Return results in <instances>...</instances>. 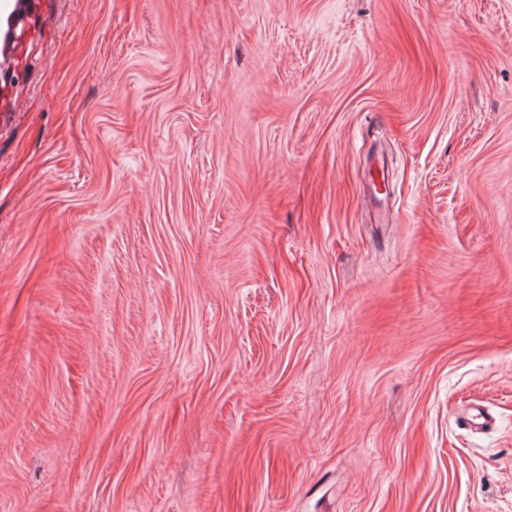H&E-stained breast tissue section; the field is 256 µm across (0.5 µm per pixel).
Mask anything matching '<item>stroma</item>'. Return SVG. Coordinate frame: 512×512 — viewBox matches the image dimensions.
Returning <instances> with one entry per match:
<instances>
[{
    "instance_id": "35a3bbf8",
    "label": "stroma",
    "mask_w": 512,
    "mask_h": 512,
    "mask_svg": "<svg viewBox=\"0 0 512 512\" xmlns=\"http://www.w3.org/2000/svg\"><path fill=\"white\" fill-rule=\"evenodd\" d=\"M1 74L0 512H512V0H6Z\"/></svg>"
}]
</instances>
